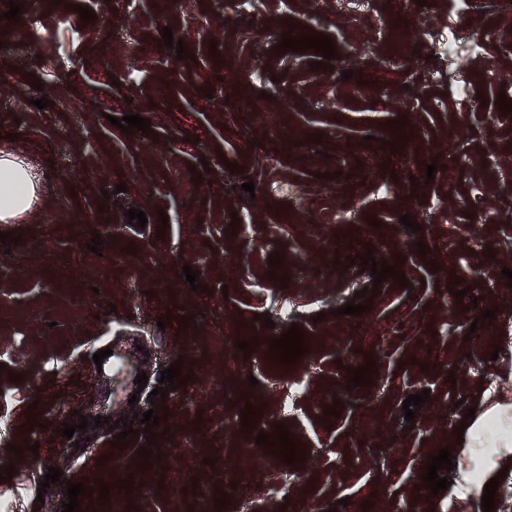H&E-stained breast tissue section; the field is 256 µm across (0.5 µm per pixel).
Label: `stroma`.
<instances>
[{
	"label": "stroma",
	"instance_id": "1",
	"mask_svg": "<svg viewBox=\"0 0 512 512\" xmlns=\"http://www.w3.org/2000/svg\"><path fill=\"white\" fill-rule=\"evenodd\" d=\"M19 2L13 21L0 0V151L25 156L40 202L22 222L0 223L18 239L0 243V466L15 467L0 499L16 512H63L71 481L90 491L82 512H482L495 477L494 512H512V450L466 448L454 434L469 409L512 404V287L501 274L512 269V113L497 103H512V6ZM81 6L93 21H81ZM291 23L330 36L335 57L279 51ZM166 27L185 58L165 45ZM450 36L453 58L434 61ZM460 78L471 96L458 94ZM42 97L48 106L35 107ZM128 111L150 132L111 125ZM401 117L403 160L388 144ZM131 208L145 226L130 222ZM405 214L420 231L399 224ZM368 251L407 286L374 284L351 264ZM275 253L290 261L288 282L269 276ZM366 287L369 310L339 314ZM283 302L292 320L266 328L260 314ZM293 323L308 350L281 375L267 364L269 341ZM244 326L247 352L237 347ZM104 347L148 361L151 387L177 360L192 377L128 409L125 371L93 361ZM370 361L371 384L349 388ZM425 390L407 425L404 400ZM248 403L260 407L250 432ZM149 410L160 417L154 440L140 434L124 448L107 426L60 432L79 414L113 422ZM278 423L300 444L294 465L255 442ZM446 446L449 485L435 494L421 476ZM244 456L255 464L240 480L233 463ZM55 466L61 481L39 493Z\"/></svg>",
	"mask_w": 512,
	"mask_h": 512
}]
</instances>
